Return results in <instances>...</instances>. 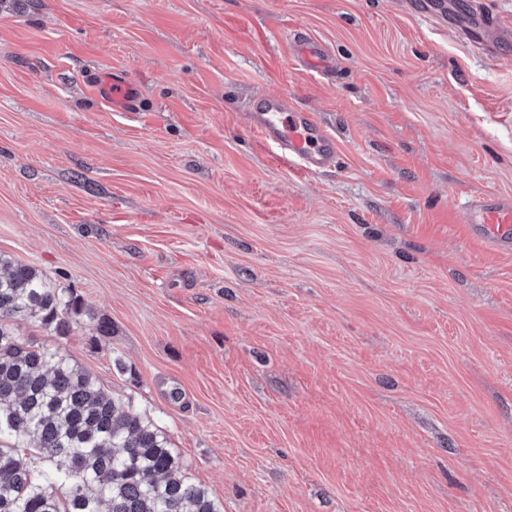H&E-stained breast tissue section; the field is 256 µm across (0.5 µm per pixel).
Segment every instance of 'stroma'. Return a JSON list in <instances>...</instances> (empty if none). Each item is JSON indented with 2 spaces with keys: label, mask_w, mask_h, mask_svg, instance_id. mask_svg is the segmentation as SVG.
I'll return each mask as SVG.
<instances>
[{
  "label": "stroma",
  "mask_w": 512,
  "mask_h": 512,
  "mask_svg": "<svg viewBox=\"0 0 512 512\" xmlns=\"http://www.w3.org/2000/svg\"><path fill=\"white\" fill-rule=\"evenodd\" d=\"M105 69L141 111L96 98ZM266 92L334 168L261 146ZM474 193L512 194V45L404 0H0V252L112 327L17 332L166 430L223 512H512V252L463 235ZM296 60L307 70L327 72L331 67V58L325 47L310 37H301L298 40ZM88 82L95 96L115 112H137L140 109V89L129 77L117 72L89 75ZM247 116L261 143L300 169L317 173L336 161L334 136L314 112L295 108L287 96H260Z\"/></svg>",
  "instance_id": "1"
}]
</instances>
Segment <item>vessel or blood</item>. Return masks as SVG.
Wrapping results in <instances>:
<instances>
[{
	"instance_id": "vessel-or-blood-1",
	"label": "vessel or blood",
	"mask_w": 512,
	"mask_h": 512,
	"mask_svg": "<svg viewBox=\"0 0 512 512\" xmlns=\"http://www.w3.org/2000/svg\"><path fill=\"white\" fill-rule=\"evenodd\" d=\"M296 60L305 69L325 72L331 58L318 41L303 37L296 47ZM96 97L116 112L140 108V89L129 77L117 72L89 75ZM248 121L262 144L300 169L317 173L336 160V140L319 117L295 108L287 96L263 95L250 108ZM466 222L472 235L504 252L512 251V195L477 194L468 203Z\"/></svg>"
}]
</instances>
